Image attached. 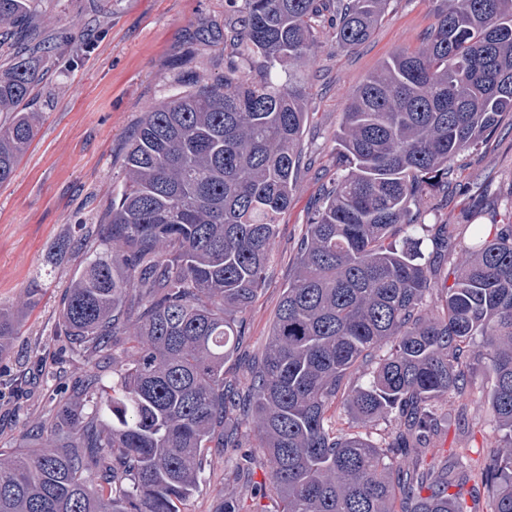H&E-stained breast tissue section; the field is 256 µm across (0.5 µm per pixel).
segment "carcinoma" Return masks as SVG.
I'll return each instance as SVG.
<instances>
[{
    "mask_svg": "<svg viewBox=\"0 0 512 512\" xmlns=\"http://www.w3.org/2000/svg\"><path fill=\"white\" fill-rule=\"evenodd\" d=\"M33 2L0 0V25L21 21ZM229 2L240 4L237 41L262 77L232 70L146 112L106 235L58 316L57 335L94 371L80 401L58 403L36 446L0 448V512H182L210 449L233 438L224 361L295 189L307 120L297 71L315 55L324 20L339 47L354 49L389 0ZM436 3L426 43L394 53L343 112L342 174L308 224L243 405L280 512H468L460 461L419 482L388 452L437 426L436 400L465 391L477 336L503 432L480 475L494 483L490 512H512V225L462 247L455 225H438L436 249L458 252L442 287L419 241L389 242L424 229L421 202L448 182L451 161L512 112V0ZM50 51L45 40L20 47L0 71L9 115L0 184L35 137L40 115L20 107ZM122 336L132 346L117 354ZM14 339V314L0 307V360ZM103 360L116 375L110 386L96 372ZM367 366L368 382L346 389ZM340 397L361 426L393 417L403 431L386 451L361 432H336L328 412Z\"/></svg>",
    "mask_w": 512,
    "mask_h": 512,
    "instance_id": "1",
    "label": "carcinoma"
}]
</instances>
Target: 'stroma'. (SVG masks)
Listing matches in <instances>:
<instances>
[{"label":"stroma","mask_w":512,"mask_h":512,"mask_svg":"<svg viewBox=\"0 0 512 512\" xmlns=\"http://www.w3.org/2000/svg\"><path fill=\"white\" fill-rule=\"evenodd\" d=\"M235 17L228 0H37L28 24L52 35L55 46L26 106L41 115L36 137L11 181L0 185V305L20 316L11 353L0 361V446L28 444L51 423L57 402L82 387L86 369L77 351L61 348L55 336L63 294L85 258L78 246L95 243L80 240L78 227L104 223L128 145L156 102L197 80L248 69L226 33ZM435 22V0H390L369 39L352 50L337 47L335 29L322 27L302 69L311 117L293 199L279 217L265 283L224 363L239 391L267 347L307 226L338 174L335 136L350 96L394 52L418 48ZM422 211L427 224L478 223L487 238L501 232L512 218V116L455 159L447 190L425 200ZM63 241L72 248L60 258ZM35 280L42 287L27 298ZM469 377L464 395L437 401V432L395 455V464L427 474L456 459L481 471L499 439L486 359L472 362ZM228 423L235 443L212 451L183 512H216L226 492L234 512H277L253 432L239 412Z\"/></svg>","instance_id":"1"}]
</instances>
